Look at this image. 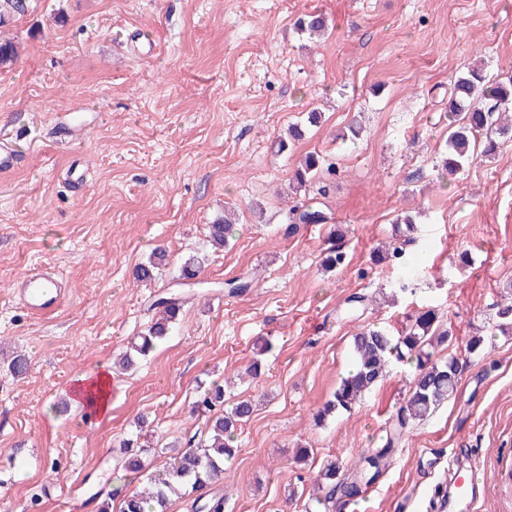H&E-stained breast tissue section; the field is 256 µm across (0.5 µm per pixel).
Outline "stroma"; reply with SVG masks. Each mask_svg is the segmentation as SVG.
Wrapping results in <instances>:
<instances>
[{"mask_svg":"<svg viewBox=\"0 0 512 512\" xmlns=\"http://www.w3.org/2000/svg\"><path fill=\"white\" fill-rule=\"evenodd\" d=\"M313 13L328 25L318 41L297 27ZM4 33L20 56L0 67V138L24 161L0 175V512H98L121 441L200 439L206 420L190 406L215 381L225 402L255 405L224 512H302L309 476L378 447L410 388V367L394 365L354 410L315 425L353 336L401 332L427 309L451 324L457 353L479 330L493 350L466 355L456 397L408 430L345 512H427L466 456L487 478L477 512H512V335L495 332L493 309L512 291V145L457 176L442 168L451 84L476 62L512 76V0H28ZM354 119L360 139L340 140ZM296 123L303 138L280 149ZM310 152L336 172L293 190ZM312 202L330 222L286 236L293 209ZM228 209L239 231L212 249L206 227ZM406 215L424 273L394 301L340 317L352 293L391 290L400 270L376 251ZM334 240L346 262L326 271ZM157 248L159 276L135 282ZM192 255L201 282L180 287L179 323L135 370L113 373L109 415L86 420L68 385L150 325ZM34 268L59 276L61 311L34 315L15 296ZM245 273L255 286L230 293ZM18 354L29 371L14 377ZM257 359L261 375L245 377Z\"/></svg>","mask_w":512,"mask_h":512,"instance_id":"stroma-1","label":"stroma"}]
</instances>
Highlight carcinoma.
<instances>
[{
    "label": "carcinoma",
    "instance_id": "cac0c4a2",
    "mask_svg": "<svg viewBox=\"0 0 512 512\" xmlns=\"http://www.w3.org/2000/svg\"><path fill=\"white\" fill-rule=\"evenodd\" d=\"M27 12L26 0H0V26ZM298 27L309 34L319 35L326 29V21L319 14L298 19ZM512 104V78L491 80L483 71L473 69L458 78L448 99V155L445 170L455 174L470 166L478 156L496 154L507 142L512 141V117L503 107ZM323 158L312 153L294 172L297 187L304 186L321 170ZM329 214L321 207L309 205L296 213L289 232L297 231L302 224H327ZM405 227H397L394 243L377 261L386 259L405 262L408 246L415 243L416 225L411 217L401 219ZM236 225L229 219L219 220L208 226L209 242L222 248L235 236ZM165 260L163 252L155 259L139 265L134 279L150 283L157 277V270ZM153 306L158 309L147 333L129 342L121 357L122 364L132 367L135 359L146 356L156 342L164 339L171 324L179 318L184 307L180 296H159ZM498 330L512 332V297L496 303ZM453 336L449 328L437 323L436 313L426 310L416 315L399 335L381 327H370L353 337V363L340 379L332 399L316 415L321 423L339 412L352 411L365 393L382 381L395 363H416L409 395L393 416L391 426L381 447L347 469L330 460L313 477L314 492L304 506L305 512H335L336 502L352 500L363 489L375 483L385 472L388 463L404 433L415 423L429 418L440 405L458 392L466 361L453 353L444 359L434 357L435 351ZM192 411L210 413L206 437L189 442L188 448L179 451L173 460L157 469L150 457L166 453L164 448H146L138 440L123 441L121 470L125 474H144L145 485L128 493L119 488L105 495L99 512H112V502L119 500V512H169L172 497L186 502L188 512H224V494L216 492L205 498L204 490L224 483V464L234 458L238 431L253 413L248 399L233 402L224 409V387L215 385L201 393L192 405Z\"/></svg>",
    "mask_w": 512,
    "mask_h": 512
}]
</instances>
